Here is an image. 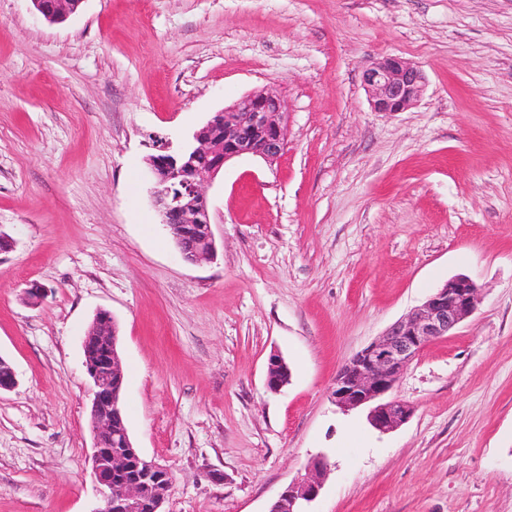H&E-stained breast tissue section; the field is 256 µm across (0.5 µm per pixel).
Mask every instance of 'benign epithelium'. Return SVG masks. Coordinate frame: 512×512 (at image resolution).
<instances>
[{"label":"benign epithelium","mask_w":512,"mask_h":512,"mask_svg":"<svg viewBox=\"0 0 512 512\" xmlns=\"http://www.w3.org/2000/svg\"><path fill=\"white\" fill-rule=\"evenodd\" d=\"M48 22L60 23L77 13L83 0H31ZM363 85L376 112H403L421 97L422 70L396 56L373 61L363 72ZM288 145L284 103L273 90L255 91L216 112L194 134V142L178 152L165 142L148 158L153 181L152 200L162 223L176 240L182 257L198 264L213 259L215 240L203 192L227 162L252 156L272 164ZM479 287L458 276L430 295L418 308L393 323L386 332L348 360L336 375L331 398L349 411L370 407L369 422L381 433L405 423L412 408L387 395L416 354L428 343L452 332L476 310ZM84 364L93 381L90 422L93 432L91 471L101 495L96 512H164L171 475L164 466L146 459L130 440L123 418L121 394L124 370L116 349L112 316L100 311L95 333L82 341ZM289 370L280 357L269 358L266 387L278 392L288 383ZM328 469L317 457L301 481L288 485L268 512H305L315 500Z\"/></svg>","instance_id":"obj_1"}]
</instances>
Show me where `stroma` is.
Listing matches in <instances>:
<instances>
[{
	"label": "stroma",
	"mask_w": 512,
	"mask_h": 512,
	"mask_svg": "<svg viewBox=\"0 0 512 512\" xmlns=\"http://www.w3.org/2000/svg\"><path fill=\"white\" fill-rule=\"evenodd\" d=\"M390 55L425 87L376 112L362 74ZM266 87L288 148L226 164L216 256L187 263L151 138L180 150ZM0 233V512L99 507L101 310L133 444L173 474L164 512H267L320 453L312 512H512V0H83L58 24L0 0ZM458 275L481 302L401 374L411 418L382 434L338 409L341 366ZM289 370L287 364L279 356L269 358L266 387L270 392H278L288 383Z\"/></svg>",
	"instance_id": "35a3bbf8"
}]
</instances>
